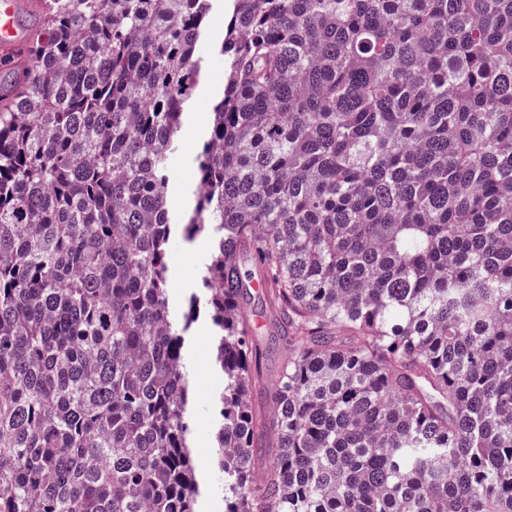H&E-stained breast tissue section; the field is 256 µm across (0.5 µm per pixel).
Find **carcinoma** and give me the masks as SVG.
Returning <instances> with one entry per match:
<instances>
[{
  "label": "carcinoma",
  "mask_w": 512,
  "mask_h": 512,
  "mask_svg": "<svg viewBox=\"0 0 512 512\" xmlns=\"http://www.w3.org/2000/svg\"><path fill=\"white\" fill-rule=\"evenodd\" d=\"M212 2L45 0L0 84V512H198L179 230L213 240L224 512H512V0H232L180 224ZM228 2H216L206 19L207 41L202 47L204 81L195 92L194 105L191 113L184 118L179 132L181 149L172 159V179L169 190V208L175 220H182L194 206L191 191L197 182L195 155L201 150L211 121V107L217 92L213 87H222L224 83V60L215 46L222 38L225 29ZM243 309L253 322L259 323V328L255 330V339L262 352V380L270 387L286 359V346L277 335L268 302L264 299L261 288L249 287L248 295L243 301Z\"/></svg>",
  "instance_id": "carcinoma-1"
}]
</instances>
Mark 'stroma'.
<instances>
[{
	"label": "stroma",
	"instance_id": "1",
	"mask_svg": "<svg viewBox=\"0 0 512 512\" xmlns=\"http://www.w3.org/2000/svg\"><path fill=\"white\" fill-rule=\"evenodd\" d=\"M228 9L221 0L206 19L207 41L201 53L205 81L195 92L194 105L184 118L179 132L181 148L172 159V179L169 208L175 219H184L194 206L192 191L197 182L195 155L201 150L211 121V107L216 98L215 88L224 81V61L216 50L225 29ZM212 251V241L199 235L194 241L175 240L171 248L170 311L183 316L187 297L200 287L202 268ZM243 309L258 322L255 339L262 352L261 370L265 385L274 384L286 359V346L273 325L270 308L261 289H249ZM215 328L207 307H200L199 317L192 325L187 340V363L190 367L192 411L190 428L193 458L198 467L201 495L199 512H224L218 480L210 470L214 455L215 435L219 425V397L224 390V375L212 364Z\"/></svg>",
	"mask_w": 512,
	"mask_h": 512
}]
</instances>
